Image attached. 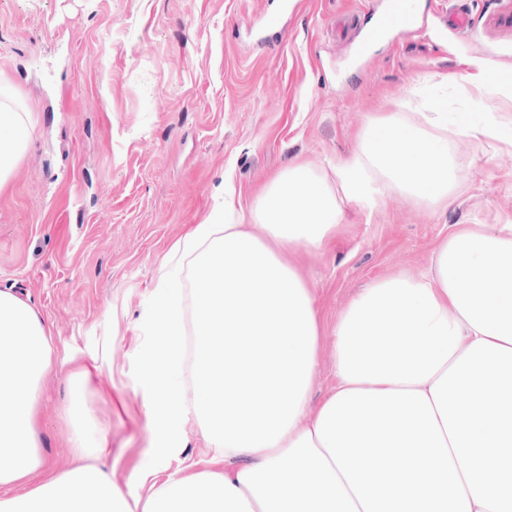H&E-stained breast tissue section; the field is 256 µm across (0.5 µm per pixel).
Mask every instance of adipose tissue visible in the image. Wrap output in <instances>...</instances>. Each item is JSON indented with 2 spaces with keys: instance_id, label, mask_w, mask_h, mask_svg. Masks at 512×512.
<instances>
[{
  "instance_id": "obj_1",
  "label": "adipose tissue",
  "mask_w": 512,
  "mask_h": 512,
  "mask_svg": "<svg viewBox=\"0 0 512 512\" xmlns=\"http://www.w3.org/2000/svg\"><path fill=\"white\" fill-rule=\"evenodd\" d=\"M488 125L462 114L373 121L335 184L288 167L238 211L231 183L203 224L170 249L155 295L158 345L143 381L174 404L149 405L155 455L192 417L219 448L214 468L158 481L145 464L133 498L102 460L75 374L70 445L80 466L47 474L38 404L53 338L34 307L0 289V512H512V224H459L426 272L372 280L334 329L336 385L318 408L312 292L296 265L341 222V201L372 205L395 190L436 209L459 181L448 130ZM34 120L0 71V189L33 140ZM266 237L244 230L243 218ZM202 327L186 347L184 308ZM33 481L29 491L15 488Z\"/></svg>"
}]
</instances>
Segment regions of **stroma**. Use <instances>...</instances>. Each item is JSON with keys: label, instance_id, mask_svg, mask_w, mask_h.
Listing matches in <instances>:
<instances>
[{"label": "stroma", "instance_id": "stroma-1", "mask_svg": "<svg viewBox=\"0 0 512 512\" xmlns=\"http://www.w3.org/2000/svg\"><path fill=\"white\" fill-rule=\"evenodd\" d=\"M390 2L0 0V69L35 120L0 190V289L28 298L53 336L38 423L53 472L74 464L68 407L83 367L126 494H141L143 464L164 478L218 456L191 417L179 451L153 455L140 355L155 341L169 250L209 217L225 178L250 209L288 166L327 172L370 119L425 111L434 95L494 122L496 135L479 141L449 131L460 191L448 208L391 190L369 208L344 204L324 244L300 249L320 328L314 405L336 383V319L359 288L424 272L453 225L512 224V98L472 80L477 61L512 71V0H407L413 29L366 42ZM455 11L469 13L467 31L448 24ZM275 15L279 27H267Z\"/></svg>", "mask_w": 512, "mask_h": 512}]
</instances>
